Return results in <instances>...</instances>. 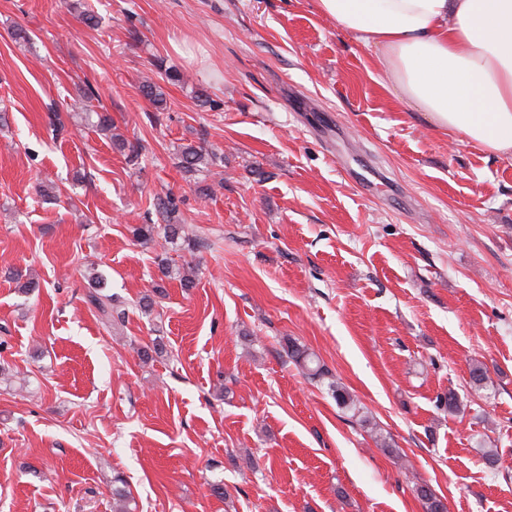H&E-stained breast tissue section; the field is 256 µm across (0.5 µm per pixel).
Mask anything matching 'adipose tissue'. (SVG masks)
Instances as JSON below:
<instances>
[{"label":"adipose tissue","instance_id":"adipose-tissue-1","mask_svg":"<svg viewBox=\"0 0 512 512\" xmlns=\"http://www.w3.org/2000/svg\"><path fill=\"white\" fill-rule=\"evenodd\" d=\"M428 128L512 159V0H313Z\"/></svg>","mask_w":512,"mask_h":512}]
</instances>
